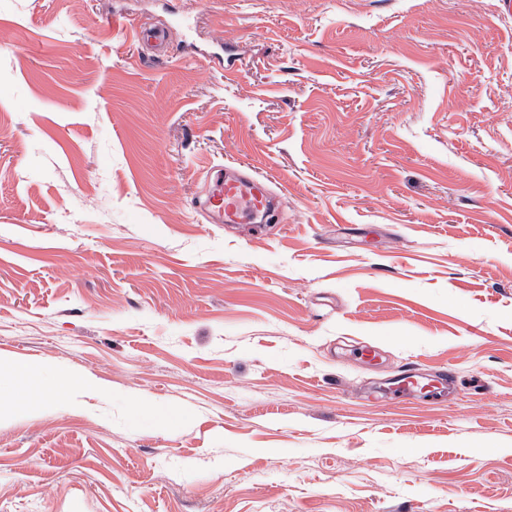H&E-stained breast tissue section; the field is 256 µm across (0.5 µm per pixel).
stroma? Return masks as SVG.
<instances>
[{
    "mask_svg": "<svg viewBox=\"0 0 512 512\" xmlns=\"http://www.w3.org/2000/svg\"><path fill=\"white\" fill-rule=\"evenodd\" d=\"M1 112L0 512H512L503 0H0ZM207 191L197 209L208 214H217L219 224H238L242 202L246 201L253 210L267 205L265 189L244 176L224 179L221 167L207 172ZM395 393L398 397L424 396L437 398L445 388L446 379L442 376H425L418 367L405 370L398 376ZM93 382L90 378L78 374H70L62 380H57L50 383L43 384L42 394L45 398H55L63 392H68L72 389L83 388L91 385Z\"/></svg>",
    "mask_w": 512,
    "mask_h": 512,
    "instance_id": "obj_1",
    "label": "stroma"
}]
</instances>
